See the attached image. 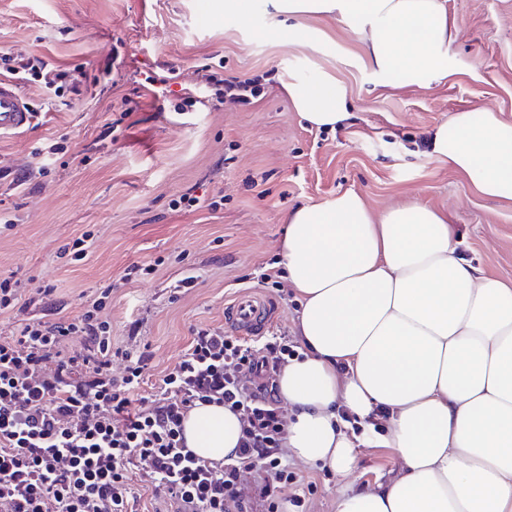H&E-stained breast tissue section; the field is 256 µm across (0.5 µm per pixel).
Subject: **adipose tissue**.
<instances>
[{
  "mask_svg": "<svg viewBox=\"0 0 512 512\" xmlns=\"http://www.w3.org/2000/svg\"><path fill=\"white\" fill-rule=\"evenodd\" d=\"M288 18V42L322 43L309 16L361 34L382 84L427 88L449 76L457 37L446 0H269ZM288 97L318 128L348 117V91L331 73L290 77ZM430 154L477 193L512 203V122L490 109L457 113L429 137ZM280 258L301 298V357L279 378L291 419L285 446L340 475L368 434H347L341 413L369 424L384 414L382 445L398 472L343 494L336 512H512V284L462 259L443 211L418 201L374 214L345 190L286 217ZM241 425L224 406L200 405L186 444L220 460Z\"/></svg>",
  "mask_w": 512,
  "mask_h": 512,
  "instance_id": "adipose-tissue-1",
  "label": "adipose tissue"
}]
</instances>
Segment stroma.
Wrapping results in <instances>:
<instances>
[{
  "mask_svg": "<svg viewBox=\"0 0 512 512\" xmlns=\"http://www.w3.org/2000/svg\"><path fill=\"white\" fill-rule=\"evenodd\" d=\"M202 0H0V51L85 72L88 89L65 106L23 86L40 113L23 133L0 138V278L47 285L32 315L77 314L100 289L113 346L149 355L152 393L197 330L224 325L243 291L271 298L272 336H293L301 307L277 272L288 212L339 191L360 193L377 212L419 201L448 215L458 252L512 283V204L479 195L430 157L429 132L457 112L491 109L512 121V0H447L459 29L451 76L425 89L380 85L352 28L307 18L325 44H286L267 0L244 19ZM223 77L258 78L253 104L217 99L203 65ZM179 70L168 86L147 78ZM328 71L348 89L349 121L334 130L307 123L284 89L289 76ZM66 137L68 149L48 147ZM200 206L175 207L181 196ZM91 232L83 260L66 245ZM134 264L154 265L134 282ZM190 288H179L185 277ZM355 471L294 463L298 485L282 488L283 512H336L345 489L393 477L392 449L362 445ZM301 496L302 507L292 506Z\"/></svg>",
  "mask_w": 512,
  "mask_h": 512,
  "instance_id": "obj_1",
  "label": "stroma"
}]
</instances>
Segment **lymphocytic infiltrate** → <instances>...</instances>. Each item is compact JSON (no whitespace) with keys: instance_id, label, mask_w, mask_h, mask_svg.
<instances>
[{"instance_id":"obj_1","label":"lymphocytic infiltrate","mask_w":512,"mask_h":512,"mask_svg":"<svg viewBox=\"0 0 512 512\" xmlns=\"http://www.w3.org/2000/svg\"><path fill=\"white\" fill-rule=\"evenodd\" d=\"M0 75L57 95L79 85L74 71L2 52ZM111 294L103 289L76 316L31 318L0 336V512H140L145 493L178 512H281L278 493L297 474L281 452L279 377L297 342L268 336L257 347L220 328L197 330L144 396L145 355L113 347L99 317ZM204 403L239 414L234 456L205 460L188 449L183 422Z\"/></svg>"}]
</instances>
